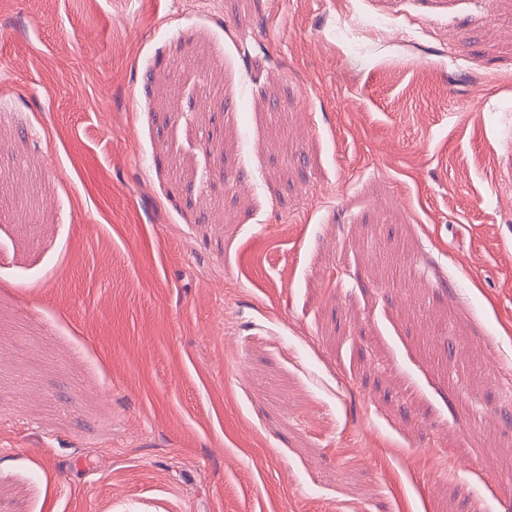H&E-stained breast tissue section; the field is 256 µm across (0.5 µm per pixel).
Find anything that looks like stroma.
<instances>
[{"instance_id":"35a3bbf8","label":"stroma","mask_w":512,"mask_h":512,"mask_svg":"<svg viewBox=\"0 0 512 512\" xmlns=\"http://www.w3.org/2000/svg\"><path fill=\"white\" fill-rule=\"evenodd\" d=\"M1 170L0 512L512 503V0H0Z\"/></svg>"}]
</instances>
